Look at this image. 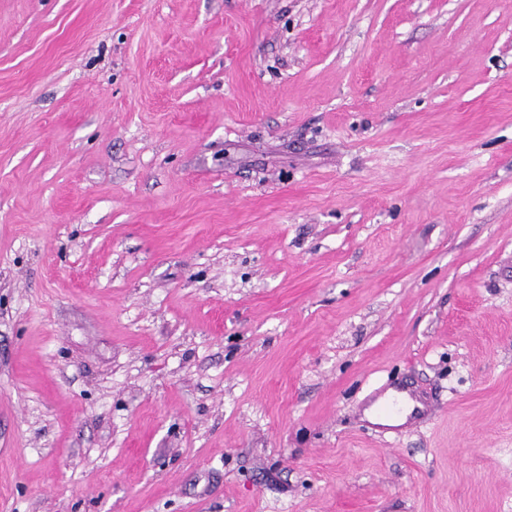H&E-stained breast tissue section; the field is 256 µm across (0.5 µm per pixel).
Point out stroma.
I'll return each instance as SVG.
<instances>
[{"instance_id":"1","label":"stroma","mask_w":512,"mask_h":512,"mask_svg":"<svg viewBox=\"0 0 512 512\" xmlns=\"http://www.w3.org/2000/svg\"><path fill=\"white\" fill-rule=\"evenodd\" d=\"M0 512H512V0H0Z\"/></svg>"}]
</instances>
